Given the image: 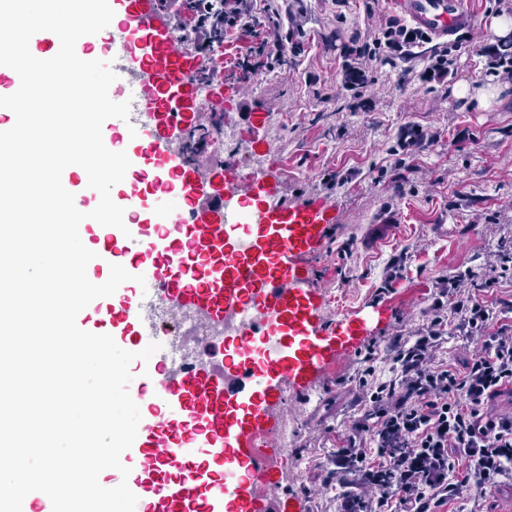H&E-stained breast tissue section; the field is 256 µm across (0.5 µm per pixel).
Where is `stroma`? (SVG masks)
Segmentation results:
<instances>
[{"instance_id": "1", "label": "stroma", "mask_w": 512, "mask_h": 512, "mask_svg": "<svg viewBox=\"0 0 512 512\" xmlns=\"http://www.w3.org/2000/svg\"><path fill=\"white\" fill-rule=\"evenodd\" d=\"M371 0H281L278 35L287 36L286 68L248 73L240 62L247 36H224V112L280 166L281 202L310 196L335 215L319 259L326 294L321 317L333 324L358 315L369 326L353 351L308 392H289L292 427L280 494L301 498L303 512H338L327 465L364 403L360 357L376 345L380 379L392 375L393 337L413 341L434 316L452 319L450 302L473 294L492 311V328L512 325V277H500L497 243L512 237V78L499 77L501 102L479 112L454 98L459 81L488 74L473 41L500 45L488 28L512 0H477L472 42L449 57L448 77L428 78L437 42L366 63L363 88L343 74L352 47L387 20ZM465 270L473 279L454 286Z\"/></svg>"}]
</instances>
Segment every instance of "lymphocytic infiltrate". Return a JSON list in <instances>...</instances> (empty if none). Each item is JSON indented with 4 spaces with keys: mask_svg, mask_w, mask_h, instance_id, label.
<instances>
[{
    "mask_svg": "<svg viewBox=\"0 0 512 512\" xmlns=\"http://www.w3.org/2000/svg\"><path fill=\"white\" fill-rule=\"evenodd\" d=\"M273 0H177L174 20L189 16L181 45L196 51L211 47L218 34L252 30L274 22ZM424 35L395 19L386 20L374 38L354 54L372 61L384 49L423 43ZM454 312L482 346L454 365L434 360L442 320L428 335L400 346L397 377L373 382V368L359 377L372 388L371 410L354 421L347 445L336 452L337 472L356 476L357 491L345 493L340 512H441L461 485L485 494L512 476V415L490 416L489 402L512 386V333L486 334L490 311L483 301H455Z\"/></svg>",
    "mask_w": 512,
    "mask_h": 512,
    "instance_id": "obj_1",
    "label": "lymphocytic infiltrate"
}]
</instances>
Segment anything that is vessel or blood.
Segmentation results:
<instances>
[{"mask_svg":"<svg viewBox=\"0 0 512 512\" xmlns=\"http://www.w3.org/2000/svg\"><path fill=\"white\" fill-rule=\"evenodd\" d=\"M112 42L100 58L118 79L114 101H130V119H108L104 143L135 127L125 152L131 162L114 201L125 229L83 224L81 236L96 241L89 279L105 282L111 265L144 276L145 288L121 285L91 302L78 326L106 332L123 349H160L135 361L128 386L141 421L121 461L138 502L135 512H282L279 500L258 506L253 481L270 474V454L256 450L259 434L278 429L271 411L292 386L322 380L328 367L353 346L364 322L328 325L318 312L316 258L328 235L322 201L263 206L281 180L280 168L256 171L247 183L221 172L202 179L177 158L172 136L191 124L199 107L187 77L194 58L182 54L172 14L160 0H109ZM391 14L435 39L475 27L471 0H386ZM58 37L34 34L36 58L55 56ZM214 321L250 308L245 334L225 338L201 358L179 355L161 340L157 300Z\"/></svg>","mask_w":512,"mask_h":512,"instance_id":"vessel-or-blood-1","label":"vessel or blood"}]
</instances>
